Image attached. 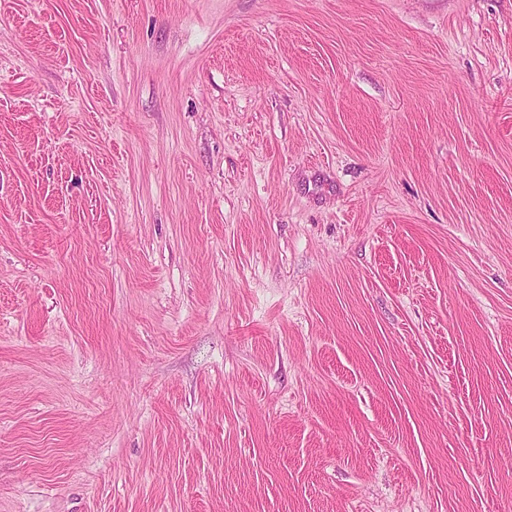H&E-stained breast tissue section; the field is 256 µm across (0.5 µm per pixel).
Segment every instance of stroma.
Masks as SVG:
<instances>
[{"label": "stroma", "instance_id": "obj_1", "mask_svg": "<svg viewBox=\"0 0 512 512\" xmlns=\"http://www.w3.org/2000/svg\"><path fill=\"white\" fill-rule=\"evenodd\" d=\"M0 512H512V0H0Z\"/></svg>", "mask_w": 512, "mask_h": 512}]
</instances>
